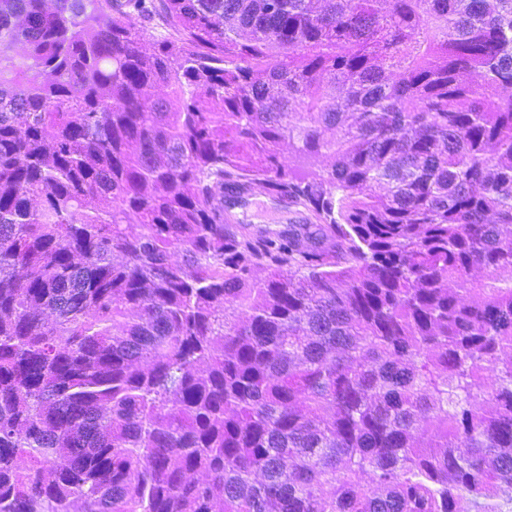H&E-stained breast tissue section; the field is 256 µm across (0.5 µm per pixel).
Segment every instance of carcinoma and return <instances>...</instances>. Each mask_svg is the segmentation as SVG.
Listing matches in <instances>:
<instances>
[{
	"label": "carcinoma",
	"instance_id": "obj_1",
	"mask_svg": "<svg viewBox=\"0 0 512 512\" xmlns=\"http://www.w3.org/2000/svg\"><path fill=\"white\" fill-rule=\"evenodd\" d=\"M507 488L512 0H0V512ZM225 210L233 222L250 224L254 228L281 230L289 224L283 220L281 205L259 192L234 205L224 204Z\"/></svg>",
	"mask_w": 512,
	"mask_h": 512
}]
</instances>
